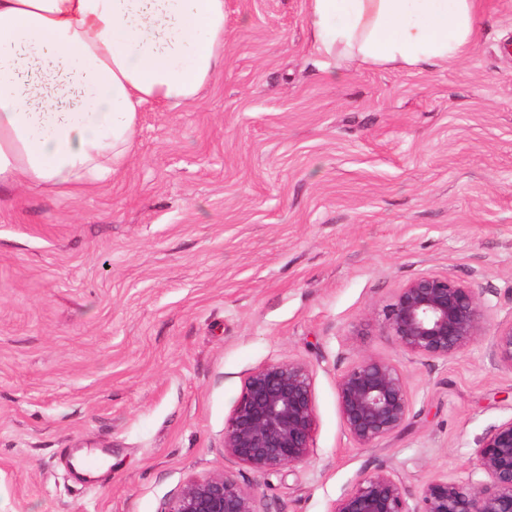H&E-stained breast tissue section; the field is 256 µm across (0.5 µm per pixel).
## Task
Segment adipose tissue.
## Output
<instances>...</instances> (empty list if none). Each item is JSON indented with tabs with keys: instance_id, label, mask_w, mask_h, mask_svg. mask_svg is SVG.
I'll use <instances>...</instances> for the list:
<instances>
[{
	"instance_id": "obj_1",
	"label": "adipose tissue",
	"mask_w": 512,
	"mask_h": 512,
	"mask_svg": "<svg viewBox=\"0 0 512 512\" xmlns=\"http://www.w3.org/2000/svg\"><path fill=\"white\" fill-rule=\"evenodd\" d=\"M479 0H309L317 52L405 69L472 43ZM224 66V0H0V186L117 174L147 102L194 100Z\"/></svg>"
}]
</instances>
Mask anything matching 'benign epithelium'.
Returning a JSON list of instances; mask_svg holds the SVG:
<instances>
[{
	"mask_svg": "<svg viewBox=\"0 0 512 512\" xmlns=\"http://www.w3.org/2000/svg\"><path fill=\"white\" fill-rule=\"evenodd\" d=\"M489 306L479 289L451 274L416 278L383 310L381 333L421 361L455 359L486 335ZM491 356L512 371V315L498 321ZM309 365L299 359L266 363L246 377L224 423V455L258 475L305 464L314 449L317 415ZM336 397L347 435L372 448L404 429L411 400L394 363L357 356L338 376ZM167 512H265L257 491L229 472L188 482ZM329 512H512V419L481 441L463 481L426 484L407 497L397 474L380 467L360 476Z\"/></svg>",
	"mask_w": 512,
	"mask_h": 512,
	"instance_id": "obj_1",
	"label": "benign epithelium"
}]
</instances>
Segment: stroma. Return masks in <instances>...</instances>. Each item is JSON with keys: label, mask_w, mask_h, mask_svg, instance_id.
I'll return each instance as SVG.
<instances>
[{"label": "stroma", "mask_w": 512, "mask_h": 512, "mask_svg": "<svg viewBox=\"0 0 512 512\" xmlns=\"http://www.w3.org/2000/svg\"><path fill=\"white\" fill-rule=\"evenodd\" d=\"M307 9L224 0L223 69L143 107L111 181L0 193V512H167L223 471L268 512H328L382 466L414 497L512 419L489 338L425 362L380 331L429 274L512 315V0H481L471 47L420 71L320 69ZM359 352L396 364L412 403L373 448L337 408ZM288 357L312 371L314 452L263 477L225 456L224 423L248 373ZM85 448L112 462L82 484Z\"/></svg>", "instance_id": "1"}]
</instances>
